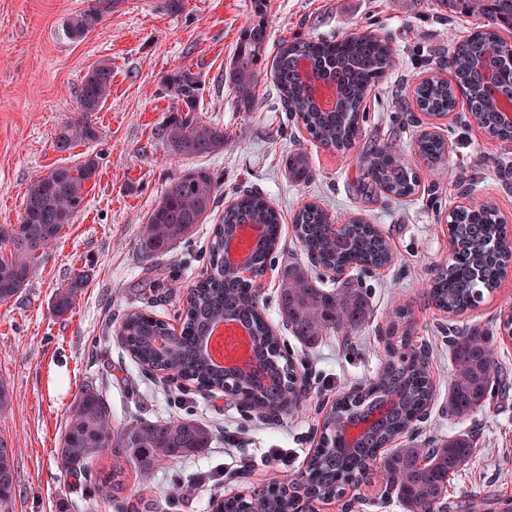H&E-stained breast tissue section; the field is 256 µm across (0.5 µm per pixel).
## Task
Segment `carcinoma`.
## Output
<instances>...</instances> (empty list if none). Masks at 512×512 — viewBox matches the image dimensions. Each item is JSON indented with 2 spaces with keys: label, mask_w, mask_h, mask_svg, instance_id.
I'll return each instance as SVG.
<instances>
[{
  "label": "carcinoma",
  "mask_w": 512,
  "mask_h": 512,
  "mask_svg": "<svg viewBox=\"0 0 512 512\" xmlns=\"http://www.w3.org/2000/svg\"><path fill=\"white\" fill-rule=\"evenodd\" d=\"M460 11L488 20L487 26L457 42L448 60L452 80L427 78L415 89L421 111L432 115L452 110L454 88L465 90L469 104L482 111L483 127L498 140H512V127L497 121L496 106L485 94L476 61L492 64L498 71L503 92H512V45L499 31L512 30V0H439ZM112 0H88V7L68 22L71 37L80 39L110 12ZM268 35L257 20L244 27L236 51L225 68L224 79L246 112L258 102L257 86L266 57ZM393 50L371 34H349L340 40L284 39L272 68L276 89L286 111L295 114L308 134L327 148L345 151L359 138L363 105L392 62ZM311 67L306 75L298 60ZM335 87L338 103L326 111L315 97V83ZM112 67L92 66L78 88L76 118L57 138V149L66 150L79 141L98 138L92 115L110 96ZM164 88L174 101L172 114L158 127L172 155L193 159L224 148V129L201 120V83L188 67L167 74ZM417 153L429 162L441 160L448 145L436 134H422L415 141ZM101 156H87L74 166H57L30 184L24 211L17 224H0V304L18 296L25 288L35 263L36 250L54 243L62 229L75 221L85 200V185L98 175ZM289 173L297 181L312 176L306 154L286 158ZM363 167L372 184L394 197H408L419 183L417 172L402 154L386 147L363 157ZM219 184L205 166L181 172L151 210L139 237L140 254L153 259L172 252L198 224L214 212ZM264 227L250 257V275L226 267L224 244L239 226ZM298 238L307 253L328 266H351L367 271L387 265L392 256L378 228L357 217L340 227L315 204L304 206L294 219ZM502 219L487 204L457 211L448 225L450 238L460 244L448 268L430 284L435 306L449 312L476 307L496 287L512 252L500 235ZM281 222L278 210L256 191L235 193L224 207V218L210 247V273L199 281L186 299L184 318L174 343L157 345L169 327L150 313L134 312L121 322L118 338L140 364L209 390L231 386L240 390L243 406L278 408L291 399L299 404L298 385L303 378L284 355L278 337L258 309L254 282L264 275L278 250ZM79 277L54 294L52 313L63 317L72 311L83 287ZM278 311L295 336L311 344L330 331L341 333V341L359 327L367 315L362 289L353 282L323 286L308 271L290 264L281 272ZM237 320L250 330L257 360L267 381L254 385L234 375H225L210 363L201 346L210 327L224 318ZM497 336L470 325L461 332H448V348L454 374L448 389V411L458 419H470L489 403L494 386L507 388L508 378L497 361ZM433 388L424 356L416 351L395 352L377 380L356 396H344L326 410L318 448L312 455L305 482L278 485L267 491L262 512H300L303 504L319 498H340L346 487L379 477L386 497L403 512H435V503L448 493V484L472 460L476 452V430L458 432L429 447L412 441L404 448L389 444L411 435L424 419L421 409L431 403ZM212 431L199 421L181 416L137 422L123 427L112 423V408L92 381L83 383L67 412L60 448V468L80 481L91 475L93 461L110 454L117 462L98 475L101 489L118 490L124 467L133 466L148 477L156 464L198 453L211 446ZM16 472L12 443L0 435V512H9L15 497Z\"/></svg>",
  "instance_id": "carcinoma-1"
}]
</instances>
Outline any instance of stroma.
Masks as SVG:
<instances>
[{"label": "stroma", "instance_id": "stroma-1", "mask_svg": "<svg viewBox=\"0 0 512 512\" xmlns=\"http://www.w3.org/2000/svg\"><path fill=\"white\" fill-rule=\"evenodd\" d=\"M166 2L122 0L75 40L67 23L87 0H0V224L19 222L26 189L37 176L89 155L101 157L75 222L37 262L26 288L0 304V376L14 391L10 409L0 411V435L15 448L12 512H86L91 498L98 501L96 512H126L141 500L151 512H210L214 497L250 493L268 477L300 480L326 409L343 392L373 381L390 352L404 346L425 351L433 383L430 415L418 438H448L472 425L448 412L454 373L448 331L472 324L498 330L512 309V271L477 308L460 315L439 310L427 290L448 263V213L463 190L473 201L493 204L512 226V176L499 174L503 167L512 172V141L489 138L468 121L467 102L440 117L419 112L414 98L422 79L449 77L453 45L482 26L483 18L452 12L437 0H184L176 14ZM258 16L270 59L285 38L333 40L355 32L390 43L391 68L368 97L361 136L348 151L313 140L282 109L270 77L261 80L254 110L239 109L224 71L241 31ZM98 62L112 67V94L92 117L99 137L58 150L59 131L78 109L81 80ZM183 66L200 76L201 119L224 129L223 150L196 162L222 180L223 204L234 190H256L282 216L281 249L260 278L258 302L306 380L299 407L274 419L256 416L223 393L153 376L117 337L132 310L178 326L190 288L209 270L213 231L224 214L222 204L170 255L143 261L139 232L148 213L171 180L194 163L172 156L155 136L173 107L163 78ZM426 130L449 144L435 164L414 149ZM382 146L400 151L417 172L420 186L413 196L397 201L369 190L361 159ZM296 149L312 163L309 182H294L284 168L286 155ZM309 203L339 224L365 218L393 253L391 264L359 278L368 316L348 350L333 333L301 343L277 311L282 267L309 262L292 226ZM79 276L85 284L72 311L55 318L50 306L56 289ZM400 309L407 318H396ZM90 379L110 402L115 424L189 416L211 428L210 448L159 462L146 478L126 467L123 491L99 498L96 486L64 475L56 454L68 407ZM474 425L475 456L451 481L448 501L474 494L512 497V389L487 405ZM275 448L287 449L286 466H269ZM243 457L251 462L244 474L234 469ZM187 484L192 494L185 500L180 488ZM348 502L351 512H402L384 500L376 479L347 488L344 498L312 502L311 509L342 512Z\"/></svg>", "mask_w": 512, "mask_h": 512}]
</instances>
